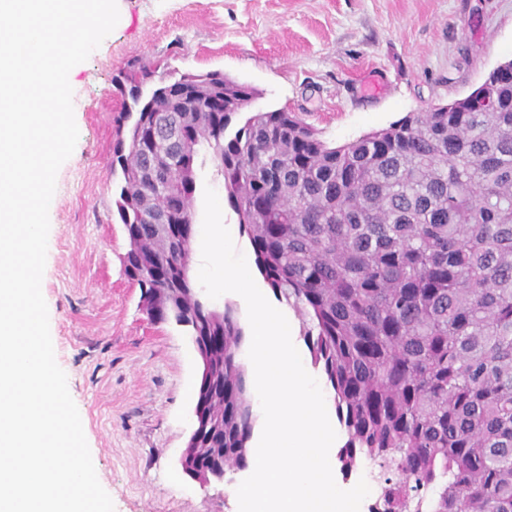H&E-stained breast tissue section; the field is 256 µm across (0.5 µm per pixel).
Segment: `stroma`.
<instances>
[{
  "label": "stroma",
  "instance_id": "1",
  "mask_svg": "<svg viewBox=\"0 0 512 512\" xmlns=\"http://www.w3.org/2000/svg\"><path fill=\"white\" fill-rule=\"evenodd\" d=\"M114 30L69 74L78 141L49 208L41 289L92 461L115 512H238L247 478L200 483L180 459L201 362L185 327L150 320L125 273L112 175L124 100L113 79L219 71L250 111L286 109L340 146L472 92L512 60V0H122Z\"/></svg>",
  "mask_w": 512,
  "mask_h": 512
}]
</instances>
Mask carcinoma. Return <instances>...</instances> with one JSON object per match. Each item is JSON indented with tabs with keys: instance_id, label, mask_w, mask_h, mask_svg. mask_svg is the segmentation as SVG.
Instances as JSON below:
<instances>
[{
	"instance_id": "obj_1",
	"label": "carcinoma",
	"mask_w": 512,
	"mask_h": 512,
	"mask_svg": "<svg viewBox=\"0 0 512 512\" xmlns=\"http://www.w3.org/2000/svg\"><path fill=\"white\" fill-rule=\"evenodd\" d=\"M146 66L114 78L131 100L112 172L118 214L140 249L125 271L224 365L196 402L224 422L204 435L208 481L248 466L256 416L233 307L209 306L189 275L199 148L211 149L254 263L302 323L334 391L348 474L379 467L380 512H512V74L490 73L488 104L409 112L330 147L294 112L171 113L186 155L151 137L175 79L144 91ZM225 98L256 90L217 72Z\"/></svg>"
}]
</instances>
